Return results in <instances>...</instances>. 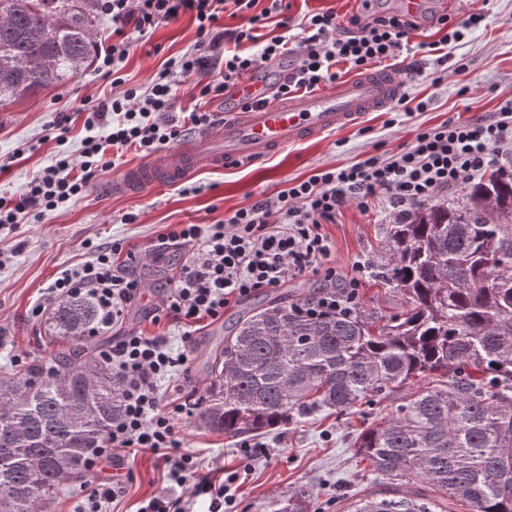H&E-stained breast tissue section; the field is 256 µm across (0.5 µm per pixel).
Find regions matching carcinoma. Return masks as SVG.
Listing matches in <instances>:
<instances>
[{"instance_id":"cac0c4a2","label":"carcinoma","mask_w":512,"mask_h":512,"mask_svg":"<svg viewBox=\"0 0 512 512\" xmlns=\"http://www.w3.org/2000/svg\"><path fill=\"white\" fill-rule=\"evenodd\" d=\"M94 0H0V102L59 85L97 50ZM370 275L403 299L317 319L273 304L239 316L203 366L204 424L257 436L294 415L358 411L412 386V398L361 429L355 456L384 479L417 478L469 512H512V177L490 172L461 201L415 205L379 227ZM68 344L22 373L0 374V407L24 426L0 428V496L13 512H52L64 483L87 472L122 412L112 368L85 332L96 306L54 310ZM89 368L98 380L83 381ZM73 377L70 387L58 385ZM258 512H321L300 486ZM354 512H437L431 498L359 500Z\"/></svg>"}]
</instances>
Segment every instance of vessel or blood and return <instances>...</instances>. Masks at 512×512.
Returning <instances> with one entry per match:
<instances>
[{
    "instance_id": "b4317fda",
    "label": "vessel or blood",
    "mask_w": 512,
    "mask_h": 512,
    "mask_svg": "<svg viewBox=\"0 0 512 512\" xmlns=\"http://www.w3.org/2000/svg\"><path fill=\"white\" fill-rule=\"evenodd\" d=\"M403 88L400 75L369 71L322 93L284 99L261 78L249 77L232 91L220 126L199 131L188 143L128 169L113 182L112 190L122 193L153 183L176 184L202 163L220 168L264 160L385 110Z\"/></svg>"
}]
</instances>
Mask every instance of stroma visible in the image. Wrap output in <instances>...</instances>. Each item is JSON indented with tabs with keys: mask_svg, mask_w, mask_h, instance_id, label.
Returning a JSON list of instances; mask_svg holds the SVG:
<instances>
[{
	"mask_svg": "<svg viewBox=\"0 0 512 512\" xmlns=\"http://www.w3.org/2000/svg\"><path fill=\"white\" fill-rule=\"evenodd\" d=\"M284 12L275 13L263 37L280 34V21H287L289 34H299L305 15L335 14L346 22L356 11L353 0H284ZM197 25L185 15L153 32L134 35L121 64L126 87L145 85L163 70L167 60L194 51ZM468 63L466 73H449L441 86L420 76L407 82L410 96L430 99L427 111L375 112L359 125L336 131L320 139L296 145L260 163H243L223 169L200 165L190 179L178 185L156 187L137 196L113 193L112 182L126 169L144 160L135 149L123 151L115 167L97 175L86 193L47 220L17 225L0 239V370H15L50 357L61 348L60 339L50 338L46 320H35L31 309L43 300V289L62 267L84 261L87 244L124 240L127 263L140 280V298L126 311L114 331H137L148 336L166 333L171 323L160 309V287L174 278L182 265V253L166 252L159 259L150 253L157 237L178 224H209L223 219L225 212L247 206L283 189L290 179H304L322 166H345L365 154H381L411 143L419 127L434 126L451 118L474 120L497 111L501 101L512 97V0H489L480 28L463 43L449 48L448 61ZM466 94H459V87ZM112 83L96 65H88L67 83L47 87L0 104V162L10 168L0 172V193L22 192L32 177L53 163L56 155L78 154L85 136L84 101L111 98ZM70 113L72 121L66 142L45 139V127L55 112ZM24 148L13 159L16 148ZM136 223H123L127 213ZM389 216L380 211L361 212L346 204L335 223L322 231L334 245V275L318 270L290 279L281 288L260 290L233 302L217 321H202L193 334V360L188 373L169 385V398L179 401L201 394L205 388L201 365L228 335L242 311L262 308L276 298L296 302L327 291H338L353 277L352 265L366 259L379 242V227ZM403 400L394 393L377 403L373 412L336 416L323 411L297 416L274 433L237 439L206 428L198 416L178 424L185 451L195 454L205 468L220 471L230 499L223 512H255L272 495L294 486H308L320 500L329 501L325 512H352L357 501L393 496L416 497L427 493L426 484L412 480L393 484L356 464L352 441L374 415L393 412ZM126 474V492L114 504L115 512H137L141 501L152 497H182L192 512H209V496H194L192 483L177 485L158 469L150 454L121 460Z\"/></svg>",
	"mask_w": 512,
	"mask_h": 512,
	"instance_id": "obj_1",
	"label": "stroma"
}]
</instances>
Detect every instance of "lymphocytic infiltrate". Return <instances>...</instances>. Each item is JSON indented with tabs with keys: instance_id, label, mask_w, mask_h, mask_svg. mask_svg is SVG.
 I'll list each match as a JSON object with an SVG mask.
<instances>
[{
	"instance_id": "lymphocytic-infiltrate-1",
	"label": "lymphocytic infiltrate",
	"mask_w": 512,
	"mask_h": 512,
	"mask_svg": "<svg viewBox=\"0 0 512 512\" xmlns=\"http://www.w3.org/2000/svg\"><path fill=\"white\" fill-rule=\"evenodd\" d=\"M281 6L282 0H271L266 7L259 0H96L97 12L112 19V42L96 60L101 71H109L125 57L133 34L147 33L185 14L197 24L196 48L169 59L146 86L126 89L121 77H113L119 94L85 110L80 162L59 155L24 193L0 195V235L10 233L24 218L43 219L75 203L99 172L114 166L123 150L132 147L152 155L196 129L215 126L217 114L176 110L174 89L182 82H191L198 99L212 100L230 93L245 76L288 59L292 71L278 86L277 96L310 92L336 82L337 64L363 72L413 53L410 35L420 27L416 16L372 5L352 15L345 26L335 14L313 13L306 17L298 40L285 35L259 40L258 30L266 28ZM229 10L242 18V25L218 28L221 14ZM221 42L229 49L219 61L211 50ZM506 148L512 150V100L483 119H451L422 128L398 150L371 154L346 167H321L307 179L286 181L276 195L225 214L223 220L181 224L160 234L156 253L188 252L167 303V316L180 341L129 332L113 337L100 351V359L120 383L123 409L106 445L93 453L78 512H107L124 488L100 479V464L140 451L154 454L175 482L199 476V489L210 495L215 512H220L226 498L224 483L200 477V461L183 452L177 436L178 420L191 416L194 406L165 400L168 383L187 370L186 345L197 322L223 318L231 302L264 288L282 287L290 278L325 266L333 245L322 227L335 223L345 204L355 203L363 211L401 212L483 177ZM122 251L117 240L92 247L88 259L56 273L45 289L47 302L87 298L99 315L92 335L113 328L141 294L139 281L120 260ZM352 269L355 276L342 291L312 298L308 316L350 311L358 276L367 267L357 261Z\"/></svg>"
}]
</instances>
